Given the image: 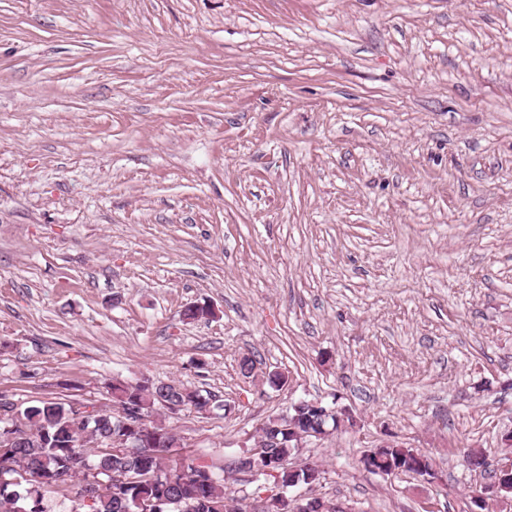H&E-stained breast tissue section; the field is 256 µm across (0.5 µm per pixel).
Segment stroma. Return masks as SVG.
I'll use <instances>...</instances> for the list:
<instances>
[{
    "label": "stroma",
    "instance_id": "obj_1",
    "mask_svg": "<svg viewBox=\"0 0 512 512\" xmlns=\"http://www.w3.org/2000/svg\"><path fill=\"white\" fill-rule=\"evenodd\" d=\"M139 381L210 392L151 418L230 496L313 400L352 420L299 492L469 512L512 429V0H0V401ZM414 452H417L421 457L425 458L426 464L424 469L429 472V468H432L430 457L412 448H405L393 443L385 445L384 448H377L375 450L373 463L371 454H368L365 459V468L372 471L377 470V467L386 474L399 472L414 473L413 467L408 464L409 460L416 461L413 455Z\"/></svg>",
    "mask_w": 512,
    "mask_h": 512
}]
</instances>
